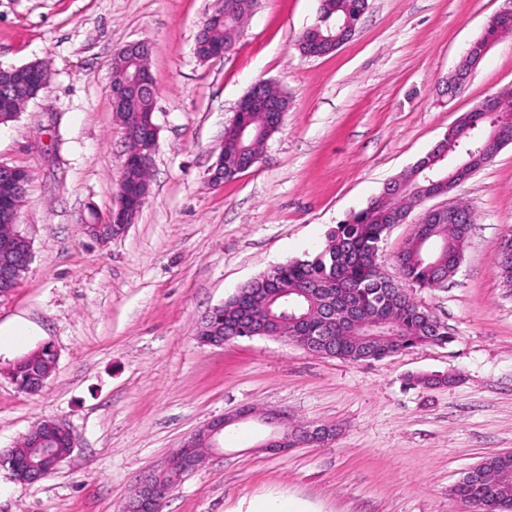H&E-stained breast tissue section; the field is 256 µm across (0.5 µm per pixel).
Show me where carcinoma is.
<instances>
[{
    "instance_id": "carcinoma-1",
    "label": "carcinoma",
    "mask_w": 512,
    "mask_h": 512,
    "mask_svg": "<svg viewBox=\"0 0 512 512\" xmlns=\"http://www.w3.org/2000/svg\"><path fill=\"white\" fill-rule=\"evenodd\" d=\"M234 6L235 15L222 25L203 24L205 38L234 45L241 21L251 11L253 0H223ZM368 0H320L317 26L306 29L297 40L303 54H325L332 40L342 35L347 20H358L367 10ZM495 35L486 27L475 42L472 53L463 58L465 67L480 56ZM11 82L21 93L37 85L44 89L48 71L39 67L21 82L9 71L0 73V83ZM497 126L512 135V92L498 93L493 100L459 116L451 137L441 138L413 165L392 182L391 190L380 194L345 223L336 225L326 245L314 256L272 267L250 280L224 300L217 317L224 336L248 331L253 336L278 334L305 350L317 336L333 340L318 352L352 362L377 360L402 350L422 345L452 342L447 328L432 312L418 304L399 283L387 276L378 263L379 245L391 228L394 215L410 213L420 207L421 186L429 194L446 195L448 185L441 182L442 166L467 150H482L491 159L500 148L484 137V130ZM224 164L233 166L254 154L248 143H239L235 132L224 131ZM460 221L448 222L444 216L421 217L406 248L396 263L402 279L421 288H437L458 270L467 243L472 209L457 204ZM483 475L468 471L453 486L451 494L471 508V512H512V456L497 454L482 461Z\"/></svg>"
}]
</instances>
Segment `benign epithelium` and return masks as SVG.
Instances as JSON below:
<instances>
[{
  "label": "benign epithelium",
  "mask_w": 512,
  "mask_h": 512,
  "mask_svg": "<svg viewBox=\"0 0 512 512\" xmlns=\"http://www.w3.org/2000/svg\"><path fill=\"white\" fill-rule=\"evenodd\" d=\"M152 51L146 41H134L125 45L124 55L135 63L125 83L112 89V110L122 117L138 111L139 98L155 91L153 78L145 61ZM239 112H276L277 105L270 99L253 92L246 93L239 102ZM137 148L123 159L119 174H126L149 162L155 152L159 127L154 114L137 117ZM474 155L461 162L455 161L448 175V189H454L465 182L466 172L473 166ZM30 181L28 170L0 164V296L8 295L17 287L32 259L31 241L18 229L19 198ZM149 194V185L142 184L134 200L119 199L107 221L86 220L85 230L94 238L105 243L123 233L133 222ZM54 372V367L29 368L26 388L28 393L37 394L46 386ZM252 416L248 409H242L231 416H221L208 421L200 430L188 436L177 448L166 464L158 471L141 479L132 498L126 501L123 512H159L160 505L171 488L201 463L203 452L220 449V439L224 438L227 426ZM263 419L274 427L271 435L260 447L271 453L290 450L301 440L316 441L329 439L332 430L325 426L290 427L288 416L278 412L265 413ZM74 438L67 427L57 420L37 423L23 435L19 447L32 450L31 454L21 455L17 449L0 452V468L8 467L14 481L32 486L55 473L62 462L73 451Z\"/></svg>",
  "instance_id": "1"
}]
</instances>
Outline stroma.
<instances>
[{"instance_id":"stroma-1","label":"stroma","mask_w":512,"mask_h":512,"mask_svg":"<svg viewBox=\"0 0 512 512\" xmlns=\"http://www.w3.org/2000/svg\"><path fill=\"white\" fill-rule=\"evenodd\" d=\"M356 35L307 57L298 36L319 0H257L235 48L200 61L195 41L212 0H0V67L44 62L50 81L0 126V162L29 170L18 228L33 255L0 297V451L59 419L76 442L54 475L24 487L0 469V512H121L212 418L252 409L220 451L173 486L162 512H232L282 491L310 512H468L450 490L485 458L512 452V290L496 262L512 229V145L456 187L475 213L457 274L408 286L453 336L380 360L350 362L271 337L200 344L202 318L272 266L322 249L336 225L428 153L484 98L512 89V36L490 44L470 81L448 78L504 0H368ZM142 40L159 127L150 195L107 243L89 211L112 209L127 149L112 111V60ZM289 99L261 160L212 185L207 173L249 87ZM57 353L43 391L8 372L43 345ZM445 373L449 385L412 387ZM336 435L283 454L261 449L260 413Z\"/></svg>"}]
</instances>
